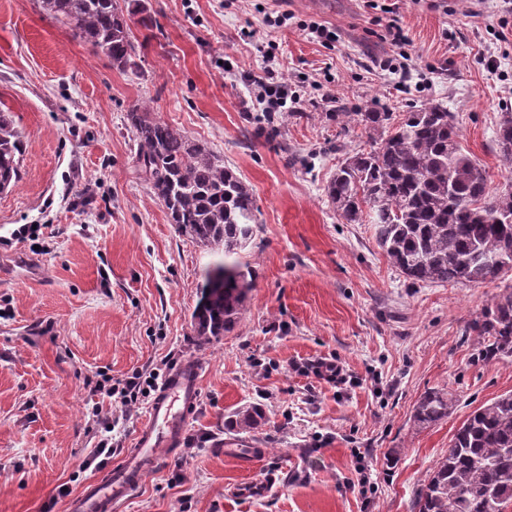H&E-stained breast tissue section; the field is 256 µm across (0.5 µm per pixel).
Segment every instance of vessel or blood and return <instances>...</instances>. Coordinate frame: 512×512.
Segmentation results:
<instances>
[{
	"instance_id": "vessel-or-blood-1",
	"label": "vessel or blood",
	"mask_w": 512,
	"mask_h": 512,
	"mask_svg": "<svg viewBox=\"0 0 512 512\" xmlns=\"http://www.w3.org/2000/svg\"><path fill=\"white\" fill-rule=\"evenodd\" d=\"M201 370L185 364L170 371L159 384L133 448L101 479L87 484L67 503V512H116L139 489L158 459L160 449H172L183 439L195 409Z\"/></svg>"
}]
</instances>
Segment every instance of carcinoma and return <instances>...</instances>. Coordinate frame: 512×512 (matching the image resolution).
<instances>
[{
  "instance_id": "carcinoma-1",
  "label": "carcinoma",
  "mask_w": 512,
  "mask_h": 512,
  "mask_svg": "<svg viewBox=\"0 0 512 512\" xmlns=\"http://www.w3.org/2000/svg\"><path fill=\"white\" fill-rule=\"evenodd\" d=\"M43 12L67 24L119 70L137 66L133 10L120 0H38ZM343 129L360 125L370 149L344 159L325 192L347 224H370L392 266L413 283L476 285L512 271V198L490 189L489 179L460 141L455 116L435 101L391 112H335ZM135 167L169 223L201 247L230 257L254 234L258 207L237 171L185 132L154 117L147 102L127 114ZM496 146L512 163V113L502 116ZM23 141L0 109V192L21 178ZM236 263L209 272L192 313L195 336L209 343L230 331L253 288ZM473 356L512 362V287L503 289L464 328ZM456 404L446 388L415 402L419 428L448 418ZM266 420L252 405L235 425L254 430ZM512 509V392L474 410L453 434L448 452L430 471L414 512H508Z\"/></svg>"
}]
</instances>
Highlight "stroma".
Masks as SVG:
<instances>
[{
    "label": "stroma",
    "mask_w": 512,
    "mask_h": 512,
    "mask_svg": "<svg viewBox=\"0 0 512 512\" xmlns=\"http://www.w3.org/2000/svg\"><path fill=\"white\" fill-rule=\"evenodd\" d=\"M137 65L112 67L37 0H0V109L25 141L21 179L0 193V512H65L101 474L104 430L91 411L115 385L164 357L202 367L197 407L176 448L121 512H413L426 475L475 409L512 392V363L473 358L467 322L512 272L479 285L411 284L367 224H347L325 187L365 141L341 134L339 106L404 112L428 100L456 116L463 148L500 190L496 150L512 112V9L486 0H142ZM285 12L281 28L269 16ZM409 41L396 48L387 26ZM335 30L331 43L304 28ZM254 31L245 41L242 29ZM287 71L300 99L266 123L241 76ZM411 56L400 75L381 63ZM156 117L238 170L259 209L238 252L253 288L233 331L196 342L192 313L221 256L178 235L132 163L126 114ZM345 379L308 374L320 360ZM457 399L448 419L413 424L433 388ZM258 404L266 421L231 419ZM230 441L258 461L225 453ZM372 474L355 485L357 465ZM275 476L267 494L247 485Z\"/></svg>",
    "instance_id": "stroma-1"
}]
</instances>
